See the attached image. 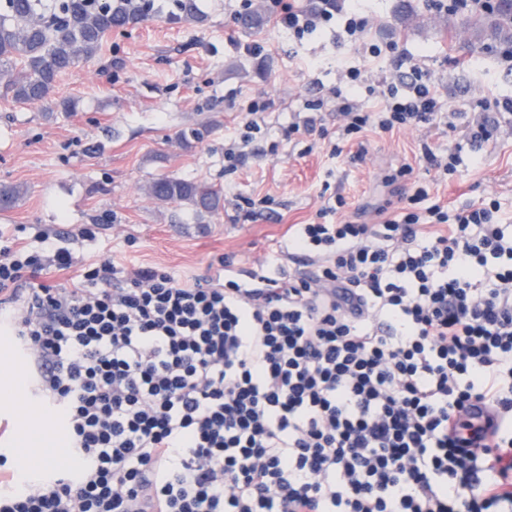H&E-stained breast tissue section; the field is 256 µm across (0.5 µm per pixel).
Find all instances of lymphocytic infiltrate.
Returning a JSON list of instances; mask_svg holds the SVG:
<instances>
[{
	"mask_svg": "<svg viewBox=\"0 0 512 512\" xmlns=\"http://www.w3.org/2000/svg\"><path fill=\"white\" fill-rule=\"evenodd\" d=\"M295 41L380 58L357 5L272 0ZM344 139L441 118L411 67L342 68ZM379 98L377 110L357 101ZM376 221L303 224L309 273L176 278L75 268L47 235L0 245V334L62 415L72 472L25 487L0 455V512H512V228L499 200L457 208L415 185ZM68 273L67 282L56 277Z\"/></svg>",
	"mask_w": 512,
	"mask_h": 512,
	"instance_id": "obj_1",
	"label": "lymphocytic infiltrate"
}]
</instances>
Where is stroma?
<instances>
[{
  "label": "stroma",
  "instance_id": "stroma-1",
  "mask_svg": "<svg viewBox=\"0 0 512 512\" xmlns=\"http://www.w3.org/2000/svg\"><path fill=\"white\" fill-rule=\"evenodd\" d=\"M197 3L205 15L199 23L172 20L176 0H154L152 17L109 34L94 58L60 76L45 104L20 107L0 97V185L25 190L14 208L0 211V236L13 237L22 225L25 238L49 233L78 261L156 266L181 278L213 275L223 254L239 268L267 270L279 262L291 273L289 225L315 222L333 195L346 200L338 220L374 222L375 205L399 206L412 181L428 178L426 146L459 155L456 174L433 182V197L464 206L492 196L512 217V116L499 115L500 132L485 142L461 131L484 115L486 99H512V73L498 55L480 50L461 14L422 11L401 23L399 0H365L367 39L397 47L374 67V77L395 80L418 65L434 80L443 107L455 112L458 129L423 124L344 142L329 104L319 132L286 130L307 116L309 103L343 87L337 55L362 65L354 47L336 46L331 28L300 46L269 23L246 34L235 22L238 0ZM255 41L265 51L245 53L243 44ZM258 96L272 107L258 116L254 154L225 172L224 147ZM336 144L341 154H333ZM405 166L411 175L385 186V176ZM161 176L219 188L224 203L202 217L182 203H156L147 185ZM243 197L273 204L248 218L236 207ZM89 224L98 227L92 239L79 234ZM1 418L9 423L0 440L6 449L35 422L45 441L62 436L55 417L27 392L0 397Z\"/></svg>",
  "mask_w": 512,
  "mask_h": 512
}]
</instances>
